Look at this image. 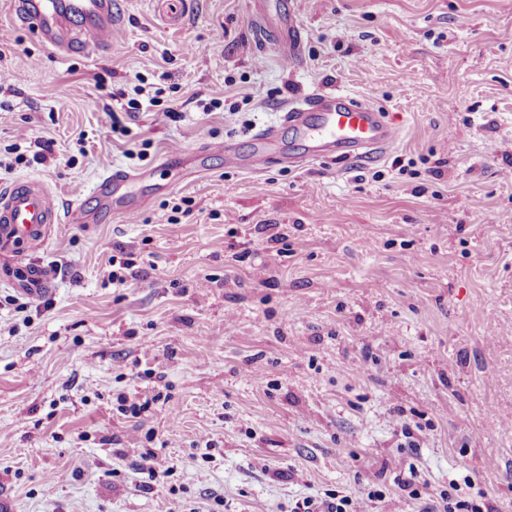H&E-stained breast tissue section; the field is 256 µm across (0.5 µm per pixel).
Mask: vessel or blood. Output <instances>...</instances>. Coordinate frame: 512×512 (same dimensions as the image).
<instances>
[{
    "label": "vessel or blood",
    "instance_id": "vessel-or-blood-1",
    "mask_svg": "<svg viewBox=\"0 0 512 512\" xmlns=\"http://www.w3.org/2000/svg\"><path fill=\"white\" fill-rule=\"evenodd\" d=\"M11 5L15 19L33 29L55 54L79 52L93 56L110 48L115 22L112 0H11ZM253 5L258 16L256 32L262 42L287 60H300L302 30L293 9L276 12V21L271 24L267 21L270 0H253ZM282 112L284 125L304 141V155L308 158H374L392 147L398 137L397 129L368 100L345 92L328 93L317 85L284 105ZM253 139L256 147L245 156L234 142L226 141L213 147L202 146L184 161L194 166L208 154L218 152L223 154L225 165L259 172L277 159L279 132L269 127L256 132ZM139 179V174L110 168L100 175L91 193L100 199L106 212L133 215L136 205L120 196L119 190ZM58 218L56 198L32 182H17L0 190V253L38 248L43 242L44 225L57 222ZM24 276L28 283L25 295L40 299L47 291V268L26 266Z\"/></svg>",
    "mask_w": 512,
    "mask_h": 512
}]
</instances>
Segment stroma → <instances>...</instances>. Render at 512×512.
I'll use <instances>...</instances> for the list:
<instances>
[{"label":"stroma","instance_id":"stroma-1","mask_svg":"<svg viewBox=\"0 0 512 512\" xmlns=\"http://www.w3.org/2000/svg\"><path fill=\"white\" fill-rule=\"evenodd\" d=\"M113 2L111 48L60 57L0 0V73L16 77L0 187L93 209L105 167L227 140L248 153L314 83L368 98L399 135L349 165L155 168L132 187L137 216L51 224L0 256L14 512H287L366 485L388 488L367 512H419L392 488L400 469L435 488L471 477L512 512V0H290L297 65L257 40L249 0ZM37 139L56 159L33 161ZM32 262L54 272L40 309L18 290ZM147 388L162 402L126 418L118 394ZM150 467L170 475L147 491Z\"/></svg>","mask_w":512,"mask_h":512}]
</instances>
